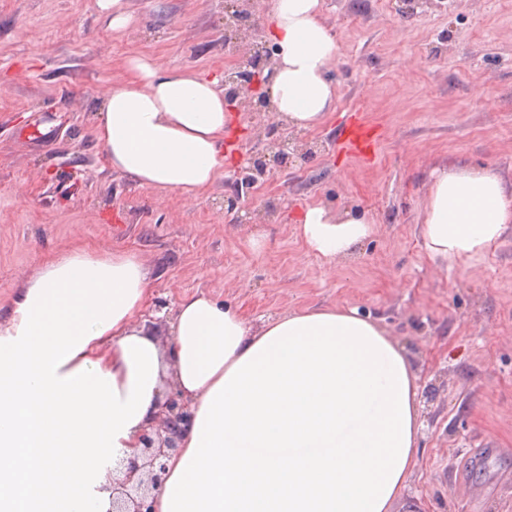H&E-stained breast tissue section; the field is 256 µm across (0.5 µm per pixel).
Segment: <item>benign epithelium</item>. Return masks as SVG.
Listing matches in <instances>:
<instances>
[{
	"label": "benign epithelium",
	"mask_w": 512,
	"mask_h": 512,
	"mask_svg": "<svg viewBox=\"0 0 512 512\" xmlns=\"http://www.w3.org/2000/svg\"><path fill=\"white\" fill-rule=\"evenodd\" d=\"M225 46L232 48V61L224 69L225 99L234 112H261L270 109L268 87L275 64L274 50L262 39L251 0H227L224 5ZM244 40L248 49L239 52L233 41ZM264 152L247 155L245 165L232 174L236 184L247 186L265 181L288 167L293 159L313 154L298 133L290 134L273 125ZM161 429L150 427L141 434V452L124 458L108 471L112 480L109 512H153L152 499L161 489L168 460L179 449L182 432L191 413L178 392L167 394L160 404Z\"/></svg>",
	"instance_id": "1"
}]
</instances>
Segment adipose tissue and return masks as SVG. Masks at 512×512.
<instances>
[{"mask_svg": "<svg viewBox=\"0 0 512 512\" xmlns=\"http://www.w3.org/2000/svg\"><path fill=\"white\" fill-rule=\"evenodd\" d=\"M271 105L312 130L336 110L339 40L323 0H271ZM93 128L112 171L192 199L224 172L230 114L218 80L131 57ZM512 224L489 168L432 172L419 224L441 266L483 260ZM366 219L308 205L298 234L333 263ZM132 252L73 248L31 274L0 318V512H107L106 468L138 453L167 385L191 412L153 512H390L419 451V384L402 347L355 308L284 312L253 326L197 292L170 337L150 325Z\"/></svg>", "mask_w": 512, "mask_h": 512, "instance_id": "adipose-tissue-1", "label": "adipose tissue"}]
</instances>
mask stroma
Here are the masks:
<instances>
[{
    "label": "stroma",
    "mask_w": 512,
    "mask_h": 512,
    "mask_svg": "<svg viewBox=\"0 0 512 512\" xmlns=\"http://www.w3.org/2000/svg\"><path fill=\"white\" fill-rule=\"evenodd\" d=\"M123 6L132 23L116 30L95 0H0V315L41 263L76 246L137 253L162 332L199 291L253 321L358 309L405 349L420 384V452L391 512H512V228L480 263L446 270L418 234L433 168L485 166L512 190V0H442L408 17L391 0H324L340 44L327 73L336 110L307 132L309 161L254 188L245 223L224 208L226 177L187 199L108 166L91 128L130 56L219 80L229 60L224 0ZM355 109L381 134L369 162L336 147ZM273 121L233 119L227 169ZM35 126L50 147L27 139ZM312 202L375 231L327 263L296 232Z\"/></svg>",
    "instance_id": "1"
}]
</instances>
